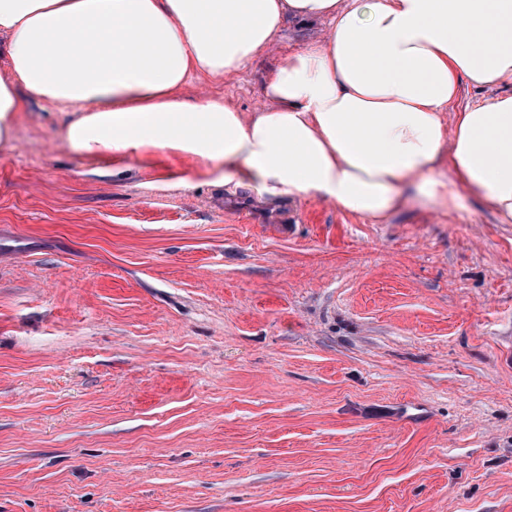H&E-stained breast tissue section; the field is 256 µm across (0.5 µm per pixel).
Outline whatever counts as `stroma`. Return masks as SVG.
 <instances>
[{
  "label": "stroma",
  "instance_id": "stroma-1",
  "mask_svg": "<svg viewBox=\"0 0 512 512\" xmlns=\"http://www.w3.org/2000/svg\"><path fill=\"white\" fill-rule=\"evenodd\" d=\"M277 51L191 78L243 112ZM0 147V512H512V223H381L169 150Z\"/></svg>",
  "mask_w": 512,
  "mask_h": 512
}]
</instances>
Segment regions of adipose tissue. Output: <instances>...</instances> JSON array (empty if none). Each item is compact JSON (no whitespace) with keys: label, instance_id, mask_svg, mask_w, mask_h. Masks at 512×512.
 Wrapping results in <instances>:
<instances>
[{"label":"adipose tissue","instance_id":"adipose-tissue-1","mask_svg":"<svg viewBox=\"0 0 512 512\" xmlns=\"http://www.w3.org/2000/svg\"><path fill=\"white\" fill-rule=\"evenodd\" d=\"M330 20L281 57L245 114L188 101L191 76L274 53L287 20ZM0 143L27 99L65 105L78 155L175 150L379 221L412 188L512 222V94L442 112L461 82L512 81V0H0Z\"/></svg>","mask_w":512,"mask_h":512}]
</instances>
